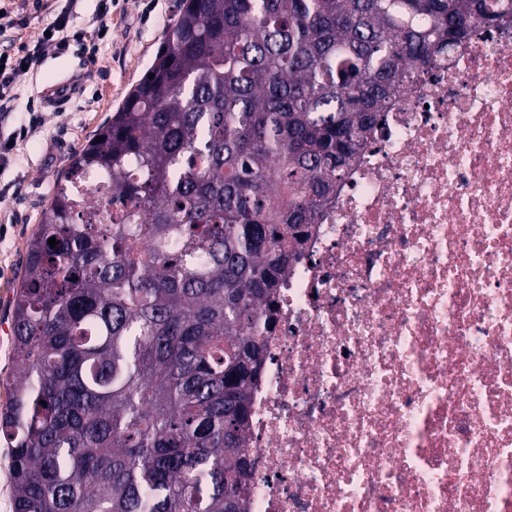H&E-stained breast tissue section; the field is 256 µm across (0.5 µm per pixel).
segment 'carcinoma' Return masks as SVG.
I'll list each match as a JSON object with an SVG mask.
<instances>
[{
	"label": "carcinoma",
	"mask_w": 512,
	"mask_h": 512,
	"mask_svg": "<svg viewBox=\"0 0 512 512\" xmlns=\"http://www.w3.org/2000/svg\"><path fill=\"white\" fill-rule=\"evenodd\" d=\"M497 2L179 0L28 244L13 512H241L261 317L365 135L443 49L512 22Z\"/></svg>",
	"instance_id": "obj_1"
}]
</instances>
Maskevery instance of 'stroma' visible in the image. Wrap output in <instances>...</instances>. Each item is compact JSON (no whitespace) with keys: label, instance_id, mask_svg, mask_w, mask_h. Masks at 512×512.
Wrapping results in <instances>:
<instances>
[{"label":"stroma","instance_id":"1","mask_svg":"<svg viewBox=\"0 0 512 512\" xmlns=\"http://www.w3.org/2000/svg\"><path fill=\"white\" fill-rule=\"evenodd\" d=\"M22 27L8 30L16 43H30L50 20L34 10L32 0H0ZM92 0L72 20L86 39L70 40L60 51L48 47L36 73L19 77L16 111L0 120L11 126L22 117L28 98L40 97L44 85L77 78L80 89L63 111L46 107L41 123L30 127L15 148L17 160L0 169V325L12 320L16 289L23 275L27 245L41 212L56 190V179L69 160L98 131L151 64L163 34L175 17L177 0H112L106 39L92 42Z\"/></svg>","mask_w":512,"mask_h":512}]
</instances>
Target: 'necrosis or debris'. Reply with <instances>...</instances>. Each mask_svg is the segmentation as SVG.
I'll return each instance as SVG.
<instances>
[{"instance_id": "obj_1", "label": "necrosis or debris", "mask_w": 512, "mask_h": 512, "mask_svg": "<svg viewBox=\"0 0 512 512\" xmlns=\"http://www.w3.org/2000/svg\"><path fill=\"white\" fill-rule=\"evenodd\" d=\"M278 295L244 512H512V24L406 83Z\"/></svg>"}]
</instances>
